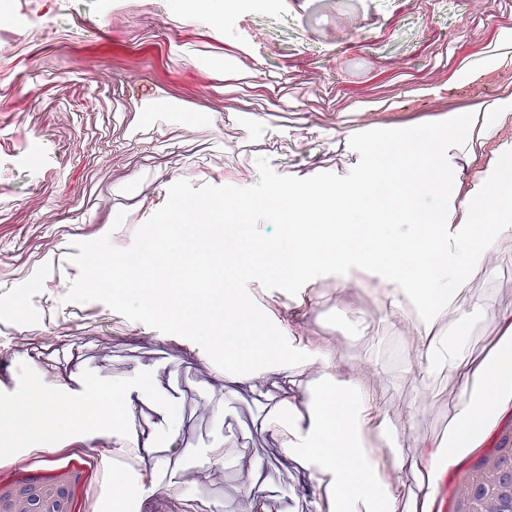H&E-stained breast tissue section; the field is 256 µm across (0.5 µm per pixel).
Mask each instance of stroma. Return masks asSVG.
<instances>
[{"label":"stroma","instance_id":"35a3bbf8","mask_svg":"<svg viewBox=\"0 0 512 512\" xmlns=\"http://www.w3.org/2000/svg\"><path fill=\"white\" fill-rule=\"evenodd\" d=\"M206 8L199 20L186 0L125 10L109 0H0V14L45 25L24 56L0 62V394L20 402L48 389L64 412L99 388L122 393V431L141 451L133 492L153 512H328L334 475L303 454L310 416L321 391L359 389L384 423L366 435L391 512H425L448 497V436L477 388L473 369L512 318V228L434 319L452 363L424 357L426 324L395 284L356 268L294 296L249 283L309 359L247 380L186 338L100 302H65L79 275L69 256L106 234L129 247L177 180L248 187L260 156L282 175L343 176L359 161L355 133L472 113L465 145L447 153L457 231L465 194L512 150V120L489 123L495 73L512 56V0ZM112 436L108 424L48 416L0 435V449L23 456L68 439L72 451L90 444L105 456Z\"/></svg>","mask_w":512,"mask_h":512}]
</instances>
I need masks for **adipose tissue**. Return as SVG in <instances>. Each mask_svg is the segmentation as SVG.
<instances>
[{
    "label": "adipose tissue",
    "instance_id": "ef3b65f1",
    "mask_svg": "<svg viewBox=\"0 0 512 512\" xmlns=\"http://www.w3.org/2000/svg\"><path fill=\"white\" fill-rule=\"evenodd\" d=\"M507 330L501 345L474 369L482 384L456 423L446 465H457L478 448L512 405V324ZM313 416L304 453L322 459L336 473L329 490L332 512H354L361 500L369 502L371 512H388L389 488L361 447V432L370 421L365 399L330 389L318 399Z\"/></svg>",
    "mask_w": 512,
    "mask_h": 512
}]
</instances>
